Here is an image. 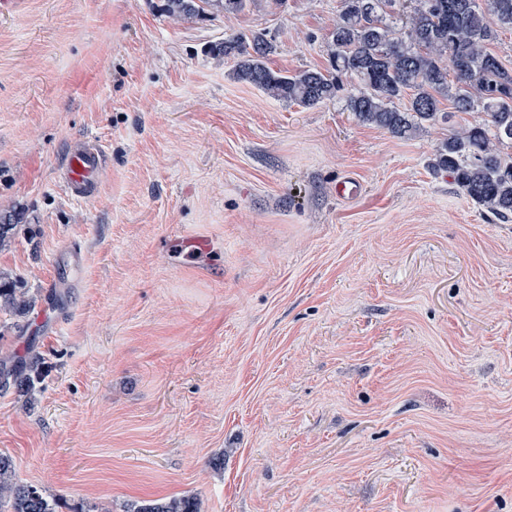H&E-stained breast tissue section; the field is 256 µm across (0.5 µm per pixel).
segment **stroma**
Listing matches in <instances>:
<instances>
[{
	"mask_svg": "<svg viewBox=\"0 0 512 512\" xmlns=\"http://www.w3.org/2000/svg\"><path fill=\"white\" fill-rule=\"evenodd\" d=\"M0 11V454L57 512L196 495L202 512H512V218L343 101L275 100L215 54L262 33L325 67L344 0ZM80 141L105 161L69 193ZM346 177L362 194H336ZM251 0H164L163 10L174 19H189L205 11L230 15L244 11ZM2 279L0 275V311L25 314L33 306L32 298L26 296L22 288H13L11 282ZM42 377V369L38 360L29 362L16 361L13 355L0 357V383L2 387L11 384L20 387L22 391H32L35 383Z\"/></svg>",
	"mask_w": 512,
	"mask_h": 512,
	"instance_id": "1",
	"label": "stroma"
}]
</instances>
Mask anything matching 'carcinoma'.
Segmentation results:
<instances>
[{
    "label": "carcinoma",
    "mask_w": 512,
    "mask_h": 512,
    "mask_svg": "<svg viewBox=\"0 0 512 512\" xmlns=\"http://www.w3.org/2000/svg\"><path fill=\"white\" fill-rule=\"evenodd\" d=\"M251 0H164L174 19L205 11L230 15ZM396 0H345L332 32L329 65L295 73L266 65L273 44L261 33H234L216 47L234 60L237 79L268 97L313 107L346 93V107L363 124L409 138L424 125L449 122L458 113L483 112V124L467 125L436 149L431 168L450 173L477 204L490 213L512 215V158L499 146L512 145V71L488 50L497 28L512 29V0H417L406 37L383 22ZM410 96L404 111L394 100ZM451 100L444 112L439 97ZM33 300L0 280V311L24 314ZM42 377L38 361L0 357V385L31 391ZM0 512H56L39 487L16 481L12 460L0 455ZM134 512H199L193 495L143 505Z\"/></svg>",
    "instance_id": "1"
}]
</instances>
